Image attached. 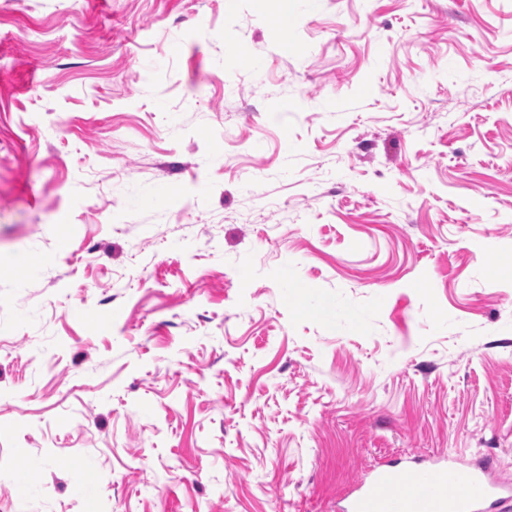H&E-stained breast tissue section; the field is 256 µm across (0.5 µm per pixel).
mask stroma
<instances>
[{"mask_svg": "<svg viewBox=\"0 0 512 512\" xmlns=\"http://www.w3.org/2000/svg\"><path fill=\"white\" fill-rule=\"evenodd\" d=\"M429 456L512 480V0H0V512Z\"/></svg>", "mask_w": 512, "mask_h": 512, "instance_id": "obj_1", "label": "stroma"}]
</instances>
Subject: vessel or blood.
Listing matches in <instances>:
<instances>
[{
	"label": "vessel or blood",
	"instance_id": "vessel-or-blood-1",
	"mask_svg": "<svg viewBox=\"0 0 512 512\" xmlns=\"http://www.w3.org/2000/svg\"><path fill=\"white\" fill-rule=\"evenodd\" d=\"M509 506L512 488L493 480L488 462H388L352 485L340 512H491Z\"/></svg>",
	"mask_w": 512,
	"mask_h": 512
}]
</instances>
